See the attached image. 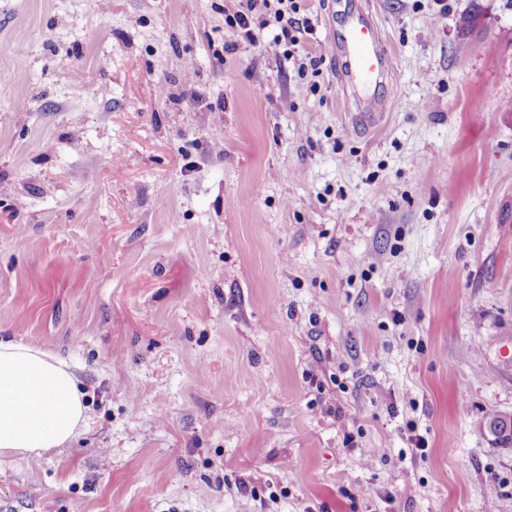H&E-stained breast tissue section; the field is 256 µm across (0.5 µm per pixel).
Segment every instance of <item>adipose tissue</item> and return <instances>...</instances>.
Segmentation results:
<instances>
[{
    "label": "adipose tissue",
    "mask_w": 512,
    "mask_h": 512,
    "mask_svg": "<svg viewBox=\"0 0 512 512\" xmlns=\"http://www.w3.org/2000/svg\"><path fill=\"white\" fill-rule=\"evenodd\" d=\"M85 391L53 352L0 336V454H40L73 440L86 419Z\"/></svg>",
    "instance_id": "ef3b65f1"
}]
</instances>
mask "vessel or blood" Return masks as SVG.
Masks as SVG:
<instances>
[{
    "instance_id": "obj_1",
    "label": "vessel or blood",
    "mask_w": 512,
    "mask_h": 512,
    "mask_svg": "<svg viewBox=\"0 0 512 512\" xmlns=\"http://www.w3.org/2000/svg\"><path fill=\"white\" fill-rule=\"evenodd\" d=\"M332 52L345 63L339 79L355 102L351 125L357 129L376 125L383 115L377 92L388 86L394 63L372 15L360 9L348 11L333 37Z\"/></svg>"
}]
</instances>
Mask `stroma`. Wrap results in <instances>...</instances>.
Segmentation results:
<instances>
[{
  "mask_svg": "<svg viewBox=\"0 0 512 512\" xmlns=\"http://www.w3.org/2000/svg\"><path fill=\"white\" fill-rule=\"evenodd\" d=\"M224 3L0 0V336L88 406L0 512H512V0H305L312 90ZM332 52L344 60L339 79L355 102L350 124L356 129L376 125L383 116V103L376 92L389 85L394 63L372 15L361 9L349 10L333 37Z\"/></svg>",
  "mask_w": 512,
  "mask_h": 512,
  "instance_id": "1",
  "label": "stroma"
}]
</instances>
